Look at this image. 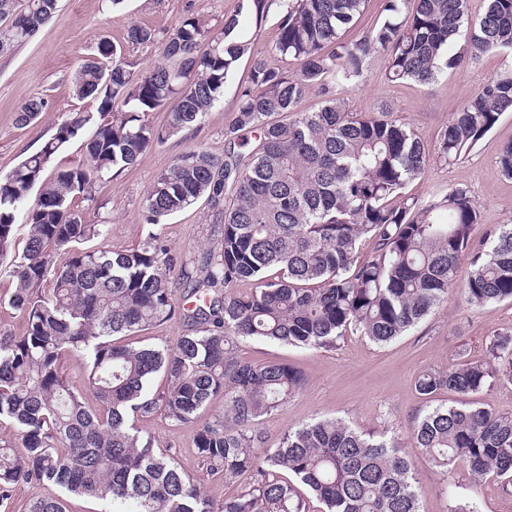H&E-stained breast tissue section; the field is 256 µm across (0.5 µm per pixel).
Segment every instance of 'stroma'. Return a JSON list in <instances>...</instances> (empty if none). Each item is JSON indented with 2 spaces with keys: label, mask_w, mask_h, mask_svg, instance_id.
<instances>
[{
  "label": "stroma",
  "mask_w": 512,
  "mask_h": 512,
  "mask_svg": "<svg viewBox=\"0 0 512 512\" xmlns=\"http://www.w3.org/2000/svg\"><path fill=\"white\" fill-rule=\"evenodd\" d=\"M240 0H124L111 7L109 0H59L54 17L25 43L0 55V177L27 156L37 152L72 114L89 110L76 98L71 77L82 59L106 41L121 49L129 70L141 73L162 60L163 39L188 15L220 32L225 17L239 15L238 37L248 45L224 84L221 101L204 115L193 134L171 137L146 151L131 167L101 184L96 202H81L89 223L107 221L106 237L89 241V248L129 250L155 234L166 245L177 267L202 277L206 258L221 248L222 225L213 223L207 199H198L162 224L145 220L144 198L157 176L181 153L199 145L223 155L226 129L235 119L240 94L254 58L266 57L270 66L294 72V62L271 55L281 17L271 5L263 19L239 12ZM155 31L158 40L136 45L127 38L131 25ZM383 55H374L363 75L348 84H336L334 96L344 99L349 111L365 115L391 113L393 119L414 129L431 153L408 195L429 199L454 187L468 190L479 210L473 236L512 225V178L503 176L499 154L512 142V112L500 116L495 126L471 150L446 163L437 156L440 135L454 112L487 79L512 69V55L487 54L464 67L448 70L429 84L389 81ZM41 97L46 112L28 125L17 122L20 107ZM512 330V302L491 307L468 303L458 293L434 308L415 328L387 344H376L356 333L347 334L337 349L311 350L255 339L238 340L239 357L263 364L288 363L302 373L304 388L287 407L263 418L260 428L266 447H277L288 428L315 419H338L355 429L407 438L412 422L427 410L453 404L455 396L440 390L432 397L418 394L415 381L426 370L445 371L462 360L479 361L489 341ZM224 409L223 396H215L198 420L173 423L161 414L139 419L137 426L155 437L160 447L175 455L182 470L202 477L205 493L214 503L240 493L250 483L243 475L233 481L207 475L194 445L202 422ZM422 488L421 512H448L452 496L472 497L478 512H512V484L490 477L473 481L466 462H457L449 480H442L432 464L416 449L407 448Z\"/></svg>",
  "instance_id": "1"
}]
</instances>
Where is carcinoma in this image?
Instances as JSON below:
<instances>
[{"instance_id": "obj_1", "label": "carcinoma", "mask_w": 512, "mask_h": 512, "mask_svg": "<svg viewBox=\"0 0 512 512\" xmlns=\"http://www.w3.org/2000/svg\"><path fill=\"white\" fill-rule=\"evenodd\" d=\"M58 2L0 0V53L48 23ZM364 6L365 0H281L272 52L296 61V74L255 60L224 156L192 147L147 193L149 224L205 196L213 222L223 225L220 254L192 281L194 306L182 309L192 333L173 347L116 340L175 314L178 288L167 249L155 234L123 252L83 248L105 236L108 224L88 223L73 201H96L106 177L197 128L248 50L237 36L240 20L225 18L215 34L195 17L183 19L165 41L164 62L137 75L107 42L75 70L73 94L96 111L66 119L38 152L0 178V260L10 258L8 273L17 283L11 303L27 323L24 335L0 337V420L11 421L20 439L0 442V505L26 483L112 505L133 502L137 512H307L302 486L325 512H420L421 488L397 438L324 419L290 428L278 447H265L261 420L283 410L305 380L284 362L255 365L234 351L241 338L332 350L350 330L384 344L451 292L478 306L512 301V226L474 246L478 210L466 189L428 200L404 194L430 160L421 138L394 120L352 113L329 95L331 84L360 77L377 53L386 57L388 79L422 84L469 57L512 54V0H485L476 15L469 0H385L382 24L345 41ZM128 39L152 44L156 35L133 25ZM313 88L327 99L315 112L300 111ZM47 107L34 99L17 120L27 125ZM158 108L166 109L167 121L151 126L143 114ZM288 112L291 119H278ZM504 112H512V70L487 79L453 113L439 158L449 163L472 149ZM90 124L96 130L85 141V160L43 179L62 147ZM242 131L254 134L246 151L236 150ZM19 219L28 226L20 254ZM365 238L374 240V252L360 262ZM63 247L69 258L57 269L52 254ZM466 253L472 271L460 283L456 269ZM49 277L53 288L43 295ZM237 282L257 288L215 292ZM74 351L88 363L81 386L62 371L64 356ZM488 354L446 372L427 370L415 382L422 396L446 388L460 397L428 410L409 432L411 447L445 479L459 459L476 480L512 477V413L467 400L496 381L512 383V333L494 338ZM157 373L165 390L154 394ZM219 393L224 413L197 432V454L207 473L226 481L247 474L251 483L217 507L200 480L180 471L136 421L160 412L189 422ZM28 512H65V506L60 497L35 493Z\"/></svg>"}]
</instances>
